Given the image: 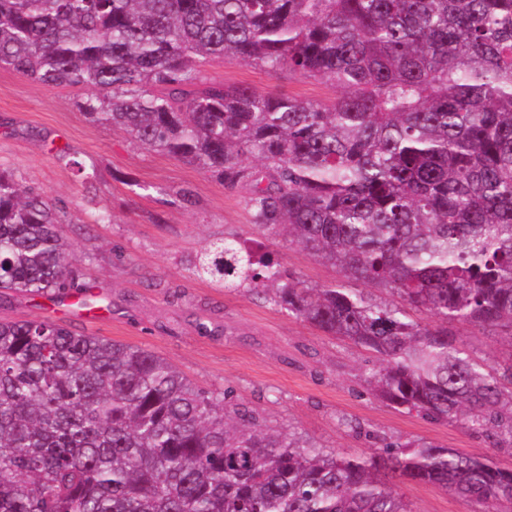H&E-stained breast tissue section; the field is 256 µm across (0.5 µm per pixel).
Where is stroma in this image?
Masks as SVG:
<instances>
[{"instance_id": "obj_1", "label": "stroma", "mask_w": 512, "mask_h": 512, "mask_svg": "<svg viewBox=\"0 0 512 512\" xmlns=\"http://www.w3.org/2000/svg\"><path fill=\"white\" fill-rule=\"evenodd\" d=\"M204 75L262 92L330 101L329 85L288 70L211 60ZM68 88L46 89L0 68V166L73 213L64 233L79 284L77 296L0 294V322L48 320L76 332L150 350L209 389H231L235 404L267 424L314 439L325 449L368 456L382 440H427L512 469V449L459 424L402 413L367 395L370 354L281 312L240 288L196 278L190 263L205 242L229 236L257 241L312 288L341 282L337 268L279 238L255 232L249 189H227L195 166L133 141L123 130L90 122ZM95 167L86 188L70 160ZM144 184L135 193L130 182ZM190 192V202L180 200ZM108 210L111 223L92 219ZM360 422L361 431L344 426ZM412 512H473L471 502L428 484L407 483Z\"/></svg>"}]
</instances>
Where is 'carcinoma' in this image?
<instances>
[{"mask_svg": "<svg viewBox=\"0 0 512 512\" xmlns=\"http://www.w3.org/2000/svg\"><path fill=\"white\" fill-rule=\"evenodd\" d=\"M215 58L339 95L209 83ZM0 67L85 90L88 118L248 186L258 231L344 282L310 288L234 237L208 242L195 276L370 352L365 390L393 409L512 448V353L488 362L455 332L512 349V0H0ZM69 223L0 167V290L74 287ZM405 483L474 512L512 504V470L487 455L330 452L149 350L0 322V512H411ZM455 331L460 336H467L473 345L476 355L492 362L506 356V348L503 346L501 336L492 329H480L472 326L457 325Z\"/></svg>", "mask_w": 512, "mask_h": 512, "instance_id": "carcinoma-1", "label": "carcinoma"}]
</instances>
